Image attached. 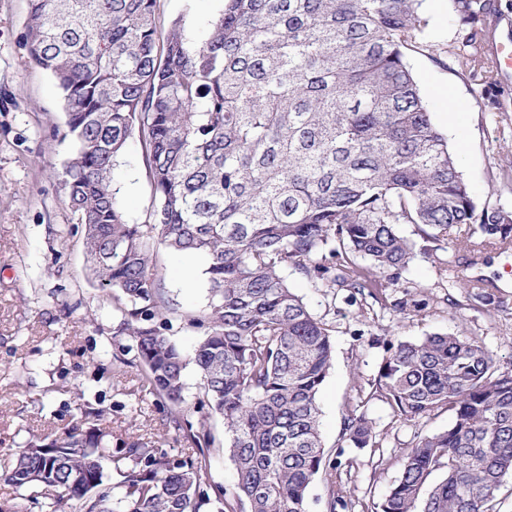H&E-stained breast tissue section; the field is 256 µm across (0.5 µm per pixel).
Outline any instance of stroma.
Instances as JSON below:
<instances>
[{
	"label": "stroma",
	"instance_id": "obj_1",
	"mask_svg": "<svg viewBox=\"0 0 512 512\" xmlns=\"http://www.w3.org/2000/svg\"><path fill=\"white\" fill-rule=\"evenodd\" d=\"M223 0H157L156 22L184 18L200 33ZM430 37L408 53L432 121L448 139L478 203L512 210L503 177L512 172V72L463 71L449 50L459 23L449 0H423ZM28 0H0V507L31 512L29 493L6 476L32 436L58 433L100 411V428L113 442L138 435L171 460L196 457L186 426H205L214 442L204 488L231 487L233 464L224 452V420L199 410L194 366L184 373L190 410L176 427L168 402L145 383L124 316L90 270L84 233L63 188L70 153L61 91L31 61L26 45ZM130 223L152 220L149 171L131 140L112 174ZM455 242L416 257L398 283L384 282L377 300L351 303L345 292L326 295L292 274L290 288L333 329V365L318 393L326 464L307 492V512H326L341 497L343 512H374L400 476L402 460L420 438L447 429L440 410L409 420L368 394L390 343L432 333H457L482 343L501 365L512 363V247L484 250L478 265ZM168 311L160 330L185 356L207 331L204 262L158 249L153 257ZM481 278L487 301L448 285L451 276ZM404 309H397V302ZM363 410L375 424L373 444L350 448L343 422Z\"/></svg>",
	"mask_w": 512,
	"mask_h": 512
}]
</instances>
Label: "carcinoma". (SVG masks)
<instances>
[{"label":"carcinoma","instance_id":"obj_1","mask_svg":"<svg viewBox=\"0 0 512 512\" xmlns=\"http://www.w3.org/2000/svg\"><path fill=\"white\" fill-rule=\"evenodd\" d=\"M28 2L29 54L63 94L68 205L98 285L125 302L146 382L180 424L187 361L153 325L165 310L153 256L199 255L209 309L193 363L236 472L216 500L306 512L324 465L317 395L334 348L284 271L374 299L379 276L399 281L415 256L401 224L433 243L455 227L471 254L512 243V211L478 207L406 61L426 36L419 0H224L198 37L181 17L160 30L157 0ZM451 3L462 46H474L491 0ZM134 137L152 177L149 225L130 223L112 188ZM370 398L405 419L451 413L448 429L407 452L376 512H495L512 474V368L471 337L433 333L390 344ZM96 417L17 454L8 481L37 489L41 512L210 502L205 453L172 462L141 437L114 449ZM373 435L365 414L345 418L348 447Z\"/></svg>","mask_w":512,"mask_h":512}]
</instances>
